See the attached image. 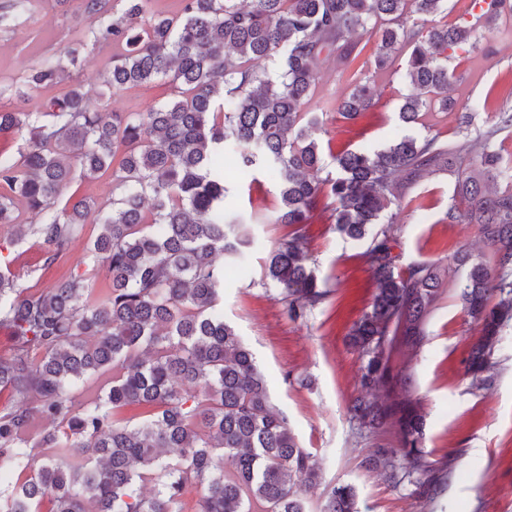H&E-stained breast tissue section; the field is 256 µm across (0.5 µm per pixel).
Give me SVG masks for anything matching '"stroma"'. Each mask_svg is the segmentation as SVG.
<instances>
[{
    "instance_id": "35a3bbf8",
    "label": "stroma",
    "mask_w": 512,
    "mask_h": 512,
    "mask_svg": "<svg viewBox=\"0 0 512 512\" xmlns=\"http://www.w3.org/2000/svg\"><path fill=\"white\" fill-rule=\"evenodd\" d=\"M78 0L58 6L54 0H34L14 26L0 31V79L19 75L35 55L55 56L68 66L67 51L88 22ZM375 44H368L359 64L373 82L379 103L365 117L350 120L336 110L351 89L343 63L330 59L321 71L306 109L319 118L310 134L322 146L323 167L336 170L335 156L345 150L374 152L405 136L454 139V111L439 104L425 109L422 124L407 125L399 108L414 88L404 60L377 70ZM111 49L86 51L74 79L87 89L90 103L117 112H144L175 94L168 79L153 84L106 90L104 77ZM448 95L458 107L472 110V135L494 122L501 109H512V18L482 31L477 49L449 60ZM453 174L440 172L406 186L396 225L399 267L436 262L446 269L443 293L425 325L417 353L394 348L389 364L407 368L410 393L425 426L421 449L427 460L444 467L448 478L437 488H420L409 481L392 483L365 467L377 447L395 448V425L373 434L359 433L348 406L358 394L361 359L347 335L367 311L376 282L366 263V241L337 232L329 213L307 227L310 265L327 289L324 302L300 319H289L279 292L262 281L263 268L275 246L288 238L291 226L275 221L278 192L270 169L245 173L225 168L224 214L246 224L253 243L244 255L225 260L224 294L218 311L242 337L263 372L273 405L288 417L299 445L312 452L320 467V483L306 502L308 512H320L331 486L348 483L357 493L360 512H512V325L502 329L499 366L490 386L473 384L466 372L467 353L480 325L465 311L460 284L466 271L454 257L461 248L481 255L485 248L474 224H448L443 217L455 195ZM93 232L85 225L64 259L42 264V250L26 238L13 251L14 272L22 286L46 288L66 271L86 266L84 247Z\"/></svg>"
}]
</instances>
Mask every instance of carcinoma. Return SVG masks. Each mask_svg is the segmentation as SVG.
<instances>
[{"label": "carcinoma", "mask_w": 512, "mask_h": 512, "mask_svg": "<svg viewBox=\"0 0 512 512\" xmlns=\"http://www.w3.org/2000/svg\"><path fill=\"white\" fill-rule=\"evenodd\" d=\"M12 0L0 28L30 10ZM79 0L90 20L69 50L72 67L87 49L112 47L106 84L112 89L171 77L177 97L147 112L90 107L79 84L50 99L39 113L21 112L26 90L56 85L64 70L42 55L21 76L0 82V132H25L23 146L0 152V327L12 333L0 357V390L15 399L0 410V512H182L189 487L202 489L198 512H306L307 492L319 482L314 455L299 446L288 418L271 403L254 357L235 330L215 313L224 266L250 243L244 225L224 223V142L238 145L239 166L278 175L276 223L294 227L270 254L264 277L276 284L287 316L298 319L327 291L309 268L305 229L325 198L333 199L336 230L367 239L364 252L376 288L370 309L353 324L352 347L362 360V394L349 412L373 433L389 422L399 448H378L366 460L393 482L399 472L425 483L442 472L420 448L423 422L410 401L386 403L379 393L408 374L388 367L396 344L417 347L424 323L442 294L432 263L397 266L398 189L454 168L465 208L453 203L443 221L477 224L488 247L470 265L461 297L482 325L468 368L486 385L497 366L501 328L512 321V181L490 189L502 174L491 146L512 127V112L496 115L483 134L466 135L472 114L457 115L463 136L404 137L372 154L336 155V175L321 177L318 121L302 106L312 96L320 66L331 55L352 65L367 44L362 35L379 21L375 65H394L395 46L411 47L407 75L419 93L405 98L401 120L417 124L422 95L448 108V55L468 54L476 30L502 15L504 0H477L481 13L454 27L424 32L406 26L412 13L434 15L445 0H182L175 16L148 14L149 0ZM147 18L145 26L133 24ZM280 55L278 79L256 68ZM376 90L352 75L339 111L356 119L373 110ZM109 175L103 202L82 197L59 205L62 186L77 175ZM98 232L86 243L92 268L105 281L93 286L75 269L32 292L20 286L3 255L28 236L54 264L77 239L90 210ZM37 221L24 223L22 214ZM130 405L153 410L129 425L118 418ZM46 422L43 427L35 418ZM320 512H358L349 484L330 488Z\"/></svg>", "instance_id": "carcinoma-1"}]
</instances>
